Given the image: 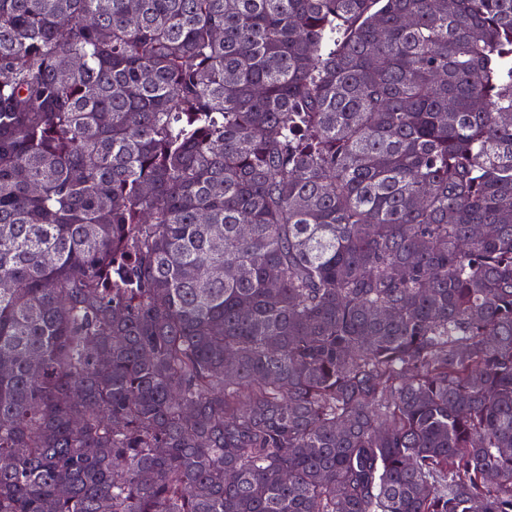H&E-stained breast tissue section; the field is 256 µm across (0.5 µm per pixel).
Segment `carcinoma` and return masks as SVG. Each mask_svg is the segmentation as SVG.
Masks as SVG:
<instances>
[{
    "mask_svg": "<svg viewBox=\"0 0 512 512\" xmlns=\"http://www.w3.org/2000/svg\"><path fill=\"white\" fill-rule=\"evenodd\" d=\"M0 512H512V0H0Z\"/></svg>",
    "mask_w": 512,
    "mask_h": 512,
    "instance_id": "obj_1",
    "label": "carcinoma"
}]
</instances>
